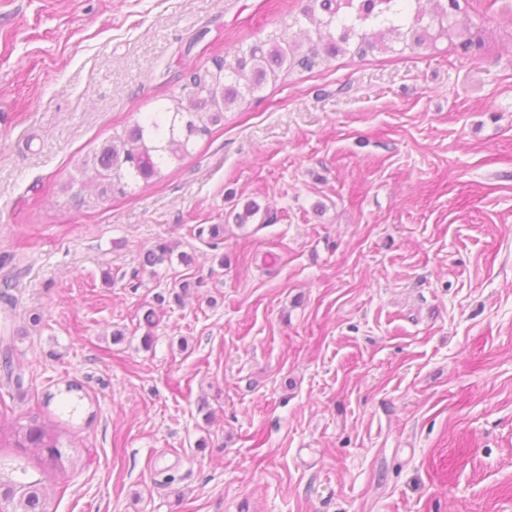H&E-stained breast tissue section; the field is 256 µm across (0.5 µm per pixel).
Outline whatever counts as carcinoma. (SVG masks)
<instances>
[{"instance_id": "cac0c4a2", "label": "carcinoma", "mask_w": 512, "mask_h": 512, "mask_svg": "<svg viewBox=\"0 0 512 512\" xmlns=\"http://www.w3.org/2000/svg\"><path fill=\"white\" fill-rule=\"evenodd\" d=\"M296 23L302 36L285 38L270 32L241 54L219 56L212 66L186 74V94L172 96L122 132L86 155L77 171L60 186L78 209L90 208L115 194L125 196L140 184L157 182L164 168L180 164L198 139L224 124V113L241 111L262 86L285 82L296 69L311 70L340 56L363 59L374 53L446 50L467 53L481 46L460 0H308ZM177 244L158 243L144 255L143 266L170 262ZM15 337L0 336V369L21 390L24 378L16 366ZM0 512H49L41 492L42 476L64 467L69 456L62 433L32 414L10 435L0 431Z\"/></svg>"}]
</instances>
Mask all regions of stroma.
I'll return each instance as SVG.
<instances>
[{
	"label": "stroma",
	"instance_id": "35a3bbf8",
	"mask_svg": "<svg viewBox=\"0 0 512 512\" xmlns=\"http://www.w3.org/2000/svg\"><path fill=\"white\" fill-rule=\"evenodd\" d=\"M467 2L482 47L297 70L78 210L80 156L301 0H0V423L93 400L49 408L88 451L50 512H512V0ZM15 336L8 335L7 328L3 329V336H0V364L8 383L14 384L16 390L21 392L24 385V378L20 367L16 366Z\"/></svg>",
	"mask_w": 512,
	"mask_h": 512
}]
</instances>
